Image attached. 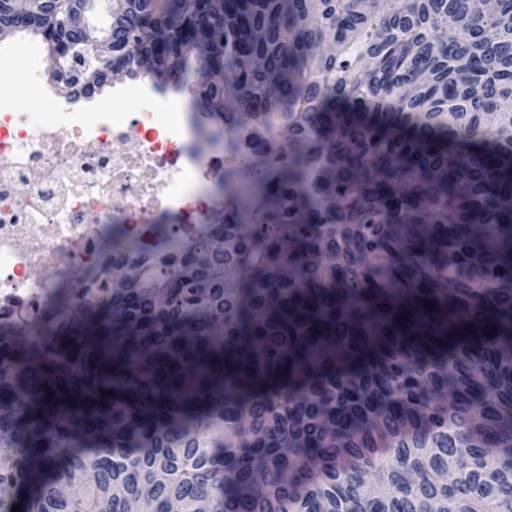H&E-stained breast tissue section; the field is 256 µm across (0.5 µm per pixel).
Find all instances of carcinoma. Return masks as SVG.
Wrapping results in <instances>:
<instances>
[{"label": "carcinoma", "instance_id": "obj_1", "mask_svg": "<svg viewBox=\"0 0 512 512\" xmlns=\"http://www.w3.org/2000/svg\"><path fill=\"white\" fill-rule=\"evenodd\" d=\"M92 6L0 34L75 102L154 56L223 147L283 136L290 202L160 268L109 223L0 319V512H512V0H116L110 60ZM68 23L82 30L86 37L84 43L95 57L104 60L112 57V37L105 22H99L90 12L80 11L72 15Z\"/></svg>", "mask_w": 512, "mask_h": 512}]
</instances>
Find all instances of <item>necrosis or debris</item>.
I'll use <instances>...</instances> for the list:
<instances>
[{
    "label": "necrosis or debris",
    "instance_id": "obj_1",
    "mask_svg": "<svg viewBox=\"0 0 512 512\" xmlns=\"http://www.w3.org/2000/svg\"><path fill=\"white\" fill-rule=\"evenodd\" d=\"M55 119L70 123L67 140L53 125L32 131L12 94L0 92V312L40 306L58 281L56 251L70 249L77 273L96 268L100 237L113 197L126 201L122 234L164 259L160 239L182 249L212 232V202L197 185L214 182L240 158L222 151L203 157L195 149L196 117L181 109L173 125L143 110L75 112L57 102ZM125 145L112 151L113 142ZM241 150L262 143L268 158L260 177L269 194L285 196L276 176L288 156L277 135L252 127L238 135ZM57 175L47 180L46 167Z\"/></svg>",
    "mask_w": 512,
    "mask_h": 512
}]
</instances>
